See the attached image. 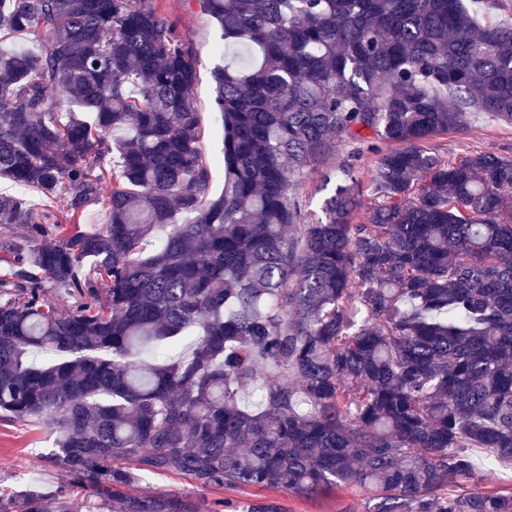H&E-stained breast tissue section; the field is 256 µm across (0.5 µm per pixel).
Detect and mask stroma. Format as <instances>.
<instances>
[{"label": "stroma", "mask_w": 512, "mask_h": 512, "mask_svg": "<svg viewBox=\"0 0 512 512\" xmlns=\"http://www.w3.org/2000/svg\"><path fill=\"white\" fill-rule=\"evenodd\" d=\"M158 6L176 22L179 34L195 57L198 78L192 97L203 131L199 147L203 159L211 166L212 191L217 194L224 186L223 131L214 102L212 71L224 62L219 50L221 32L207 13L198 5H187L186 0H159ZM426 146L445 159L476 152L512 156V124L469 113L462 130L435 135L427 140ZM376 160L367 144L341 139L325 155L321 166L336 170L353 166L355 178L365 188L370 184ZM50 443L45 429L0 422V492L69 489L68 473L62 467L45 465L41 458ZM130 491L173 494L192 502L200 512H227L231 507L241 512L242 507L263 504L276 505L279 512H368L371 499L369 491L356 485L304 495L278 489L202 488L172 474L143 475Z\"/></svg>", "instance_id": "1"}]
</instances>
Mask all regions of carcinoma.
I'll return each mask as SVG.
<instances>
[{
  "label": "carcinoma",
  "instance_id": "carcinoma-1",
  "mask_svg": "<svg viewBox=\"0 0 512 512\" xmlns=\"http://www.w3.org/2000/svg\"><path fill=\"white\" fill-rule=\"evenodd\" d=\"M196 2L249 54L213 72L216 198L195 58L156 0H0V38L30 43L0 50V177L45 201L0 195L24 226L0 240V420L54 435L78 489L0 512H199L125 494L145 473L512 512L469 452L512 465V157L424 146L468 112L512 123V26L465 0ZM342 138L388 144L374 203L323 169L308 223L295 177ZM92 203L107 222L80 231Z\"/></svg>",
  "mask_w": 512,
  "mask_h": 512
}]
</instances>
